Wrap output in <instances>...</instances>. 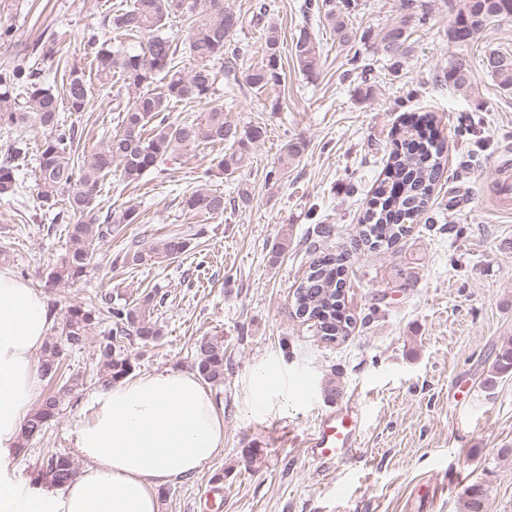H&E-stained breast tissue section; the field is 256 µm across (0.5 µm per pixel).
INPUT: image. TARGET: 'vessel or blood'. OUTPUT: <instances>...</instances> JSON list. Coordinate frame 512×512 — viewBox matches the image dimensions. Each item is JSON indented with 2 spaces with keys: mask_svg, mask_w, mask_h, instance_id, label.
I'll return each mask as SVG.
<instances>
[{
  "mask_svg": "<svg viewBox=\"0 0 512 512\" xmlns=\"http://www.w3.org/2000/svg\"><path fill=\"white\" fill-rule=\"evenodd\" d=\"M499 169L503 177L495 188L494 196L498 209L507 213L512 211V159L503 158ZM362 431L360 409L346 401L321 418L309 433L306 446L313 458L342 462L355 453Z\"/></svg>",
  "mask_w": 512,
  "mask_h": 512,
  "instance_id": "vessel-or-blood-1",
  "label": "vessel or blood"
}]
</instances>
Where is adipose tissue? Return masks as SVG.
I'll list each match as a JSON object with an SVG mask.
<instances>
[{
    "label": "adipose tissue",
    "instance_id": "obj_1",
    "mask_svg": "<svg viewBox=\"0 0 512 512\" xmlns=\"http://www.w3.org/2000/svg\"><path fill=\"white\" fill-rule=\"evenodd\" d=\"M47 330L41 295L0 265V451L16 447L41 390ZM76 446L88 464L61 491L0 475V512H159V487L223 448L224 421L199 377L169 370L113 383Z\"/></svg>",
    "mask_w": 512,
    "mask_h": 512
}]
</instances>
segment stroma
Masks as SVG:
<instances>
[{
    "label": "stroma",
    "mask_w": 512,
    "mask_h": 512,
    "mask_svg": "<svg viewBox=\"0 0 512 512\" xmlns=\"http://www.w3.org/2000/svg\"><path fill=\"white\" fill-rule=\"evenodd\" d=\"M262 24L251 18L259 2ZM120 0H20L11 44L0 65L26 59L64 88L71 68L94 80L89 31L112 39L102 19ZM320 0H224L245 25L234 45L260 62L266 25L283 42L282 80L254 93L218 77L211 98L175 104L171 118L224 107L227 120L262 127L264 135L233 177L216 178L224 214L209 218L184 209L203 169L223 148L203 144L166 172L136 184L106 177L96 205L112 213L136 208L134 224L113 227L103 259L87 280L51 286V264L64 253L69 214L36 199L39 149L45 130L26 128L28 152L18 161V195L0 200V250L7 265L43 297L49 335L66 309L113 304L152 295L163 336L158 343L123 341L134 375L194 369V342H224V383L212 388L224 419V447L200 472L160 493V512H463L464 492L481 486L488 512H512V373L493 390L482 386L501 345L512 338V214L495 210L491 192L497 161L512 154V90H503L482 64L492 50L512 52V18L493 23L467 45L448 40L456 11L449 0H356L351 24L357 37L339 46L317 11ZM404 22L409 50L398 64L377 50L387 28ZM320 45L321 68L309 80L292 54L300 31ZM43 36L55 40L51 57L33 54ZM470 71L473 90L448 81L451 64ZM129 95L121 80L109 93L93 92L85 111H62L75 126L79 149L102 146L118 128ZM433 117L446 145L447 164L432 209L444 212L446 230L424 224L375 251L353 244L372 190L384 178L395 132L405 116ZM303 143L300 158L279 170L288 140ZM251 202L235 204L239 189ZM333 233L324 246L352 252L346 307L354 322L348 338L321 339L313 323L292 316V296L311 256L317 225ZM191 234L189 251L171 262L111 265L131 246L145 249L170 233ZM110 321L86 344L67 350L65 364L83 384L40 441L11 461L20 486H28L37 460L75 452L76 429L89 418L103 387L96 377L99 343ZM275 367L299 375L301 386H263L255 374ZM339 379L341 397L362 408L361 449L340 468L310 458L306 439L331 410L322 386ZM469 397H462V390ZM259 449L255 461L242 457Z\"/></svg>",
    "instance_id": "35a3bbf8"
}]
</instances>
